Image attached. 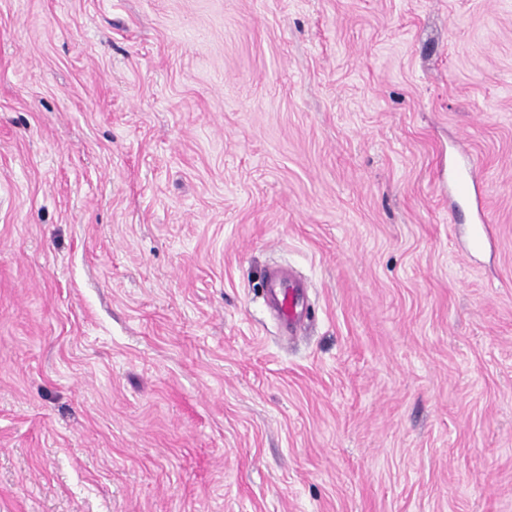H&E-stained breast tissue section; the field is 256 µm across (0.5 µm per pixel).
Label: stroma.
Listing matches in <instances>:
<instances>
[{
    "label": "stroma",
    "instance_id": "stroma-1",
    "mask_svg": "<svg viewBox=\"0 0 512 512\" xmlns=\"http://www.w3.org/2000/svg\"><path fill=\"white\" fill-rule=\"evenodd\" d=\"M0 512H512V0H0ZM304 285L292 270L271 272L265 283L263 299L266 305L276 308L279 319L291 336L305 328L308 306Z\"/></svg>",
    "mask_w": 512,
    "mask_h": 512
}]
</instances>
